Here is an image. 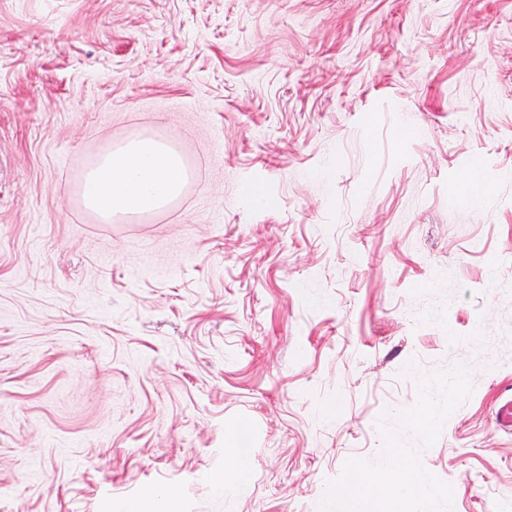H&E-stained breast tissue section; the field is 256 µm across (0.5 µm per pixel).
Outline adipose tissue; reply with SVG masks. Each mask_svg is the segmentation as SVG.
Wrapping results in <instances>:
<instances>
[{
  "mask_svg": "<svg viewBox=\"0 0 512 512\" xmlns=\"http://www.w3.org/2000/svg\"><path fill=\"white\" fill-rule=\"evenodd\" d=\"M189 173L176 149L142 136L98 154L85 168L80 199L100 222L167 207Z\"/></svg>",
  "mask_w": 512,
  "mask_h": 512,
  "instance_id": "ef3b65f1",
  "label": "adipose tissue"
}]
</instances>
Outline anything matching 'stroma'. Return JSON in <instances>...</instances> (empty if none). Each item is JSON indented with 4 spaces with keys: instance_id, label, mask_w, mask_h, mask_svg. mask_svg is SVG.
Masks as SVG:
<instances>
[{
    "instance_id": "35a3bbf8",
    "label": "stroma",
    "mask_w": 512,
    "mask_h": 512,
    "mask_svg": "<svg viewBox=\"0 0 512 512\" xmlns=\"http://www.w3.org/2000/svg\"><path fill=\"white\" fill-rule=\"evenodd\" d=\"M141 135L193 177L100 223ZM412 359L470 368L453 512H512V0H0V512H318ZM189 173L176 149L151 136L108 146L85 168L80 199L100 222L157 211L182 192Z\"/></svg>"
}]
</instances>
